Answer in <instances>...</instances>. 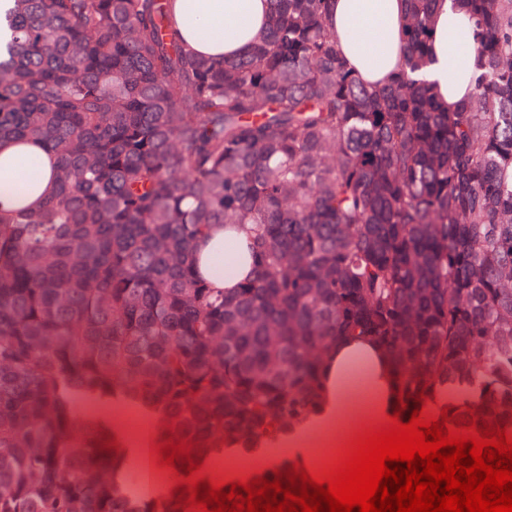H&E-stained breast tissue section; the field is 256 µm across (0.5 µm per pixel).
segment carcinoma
Masks as SVG:
<instances>
[{
  "instance_id": "carcinoma-1",
  "label": "carcinoma",
  "mask_w": 512,
  "mask_h": 512,
  "mask_svg": "<svg viewBox=\"0 0 512 512\" xmlns=\"http://www.w3.org/2000/svg\"><path fill=\"white\" fill-rule=\"evenodd\" d=\"M1 2L0 141L58 165L41 207L0 213V512H182L128 491L127 449L74 399L247 450L313 413L345 337L382 344L406 412L422 391L512 432V0H455L477 66L454 112L415 79L439 0H407L382 87L342 59L331 0H271L222 61L167 0ZM214 224L253 225L231 296L194 272Z\"/></svg>"
}]
</instances>
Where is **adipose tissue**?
I'll return each instance as SVG.
<instances>
[{"label":"adipose tissue","mask_w":512,"mask_h":512,"mask_svg":"<svg viewBox=\"0 0 512 512\" xmlns=\"http://www.w3.org/2000/svg\"><path fill=\"white\" fill-rule=\"evenodd\" d=\"M172 16L195 53L220 60L238 56L264 31L270 0H169ZM406 0H332L330 30L350 68L368 85L391 83L404 66L402 26ZM475 38L470 15L456 0H442L429 45L432 65L426 74L448 111L472 91L473 59L466 48ZM57 161L35 144L0 142V210L35 209L53 190ZM195 263L213 287L233 293L254 274L248 235L241 225H213L199 243ZM321 395L312 415L279 436L287 455L260 449L264 476L302 463L318 471L305 444L315 434L343 428L345 437L362 427L388 422L397 399V374L380 345L370 338L337 341L320 381Z\"/></svg>","instance_id":"ef3b65f1"}]
</instances>
